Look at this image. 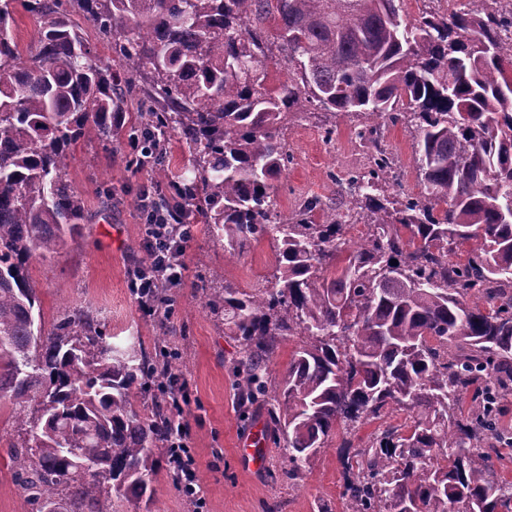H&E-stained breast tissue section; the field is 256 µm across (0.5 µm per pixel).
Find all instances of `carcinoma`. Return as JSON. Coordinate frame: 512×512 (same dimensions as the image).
Segmentation results:
<instances>
[{
	"label": "carcinoma",
	"mask_w": 512,
	"mask_h": 512,
	"mask_svg": "<svg viewBox=\"0 0 512 512\" xmlns=\"http://www.w3.org/2000/svg\"><path fill=\"white\" fill-rule=\"evenodd\" d=\"M21 7L37 39L19 50ZM82 12L124 63L98 62L71 16ZM512 10L501 0H0V403L20 425L8 445L38 512H121L154 500L180 402L175 331L159 319L154 355L114 344L100 313L68 306L49 331L29 264L83 235L69 178L73 148L139 143L130 160L158 175L161 205L193 214L240 257L273 241L275 271L250 292L210 271L196 288L243 346L241 407L266 409L288 437L296 480L343 430L344 512H512L496 462L512 450ZM288 82L269 84V65ZM151 91L134 122L136 84ZM316 115L358 119L365 172L344 210L318 197L275 210L288 170L283 130ZM411 130L421 189L400 174L381 122ZM188 145L169 177L164 142ZM366 239H346L349 224ZM472 246L464 263L455 249ZM397 260L391 265V260ZM283 336H300L268 383ZM404 419L367 438L360 427Z\"/></svg>",
	"instance_id": "obj_1"
}]
</instances>
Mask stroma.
Wrapping results in <instances>:
<instances>
[{
	"mask_svg": "<svg viewBox=\"0 0 512 512\" xmlns=\"http://www.w3.org/2000/svg\"><path fill=\"white\" fill-rule=\"evenodd\" d=\"M354 123L337 122L333 140H326L318 120L291 126L285 140L292 156L288 170L278 182V212L289 214L307 197L340 205L346 198L347 172L362 169L367 158L352 136ZM384 141L399 157L405 177L398 193H416L419 185L412 157L413 137L402 125L383 127ZM132 146L121 143L105 151L97 145L79 143L69 166V177L80 192L86 209L82 237L47 260L32 261L29 274L41 301L45 326H52L63 308L83 305L102 310L108 317V332L123 340L140 337L152 345L158 318L145 311L132 295L127 269L133 260L145 257V236L140 195L154 180L149 169L128 164ZM112 185V203L102 202L101 186ZM187 276L174 296L171 320L178 329L176 341L187 364L180 374L186 384L185 416L191 426L189 446L196 460V478L206 501L204 512H344L341 435H333L311 469L297 481L288 480V443L282 435L263 440L264 462L251 470L242 462L238 443L248 434L267 427L263 409L242 415L236 380L230 366L242 350L240 341L225 335L205 310L193 282L204 267L223 273L226 281L251 290L270 277L274 253L261 242L232 262H225L223 247L213 242L202 224H194L187 245ZM17 434L9 413L0 414V512H33L25 492L12 480L8 444ZM157 495L151 509L125 504V512H195L194 501L174 486L165 473H158Z\"/></svg>",
	"mask_w": 512,
	"mask_h": 512,
	"instance_id": "obj_1",
	"label": "stroma"
}]
</instances>
